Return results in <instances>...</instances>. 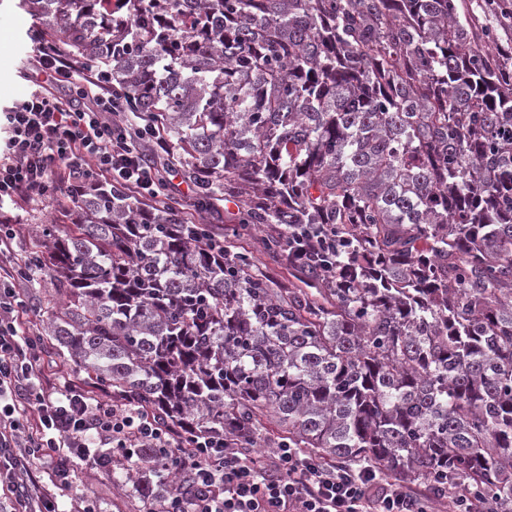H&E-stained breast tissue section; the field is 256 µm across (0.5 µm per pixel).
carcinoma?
I'll list each match as a JSON object with an SVG mask.
<instances>
[{"label":"carcinoma","instance_id":"carcinoma-1","mask_svg":"<svg viewBox=\"0 0 512 512\" xmlns=\"http://www.w3.org/2000/svg\"><path fill=\"white\" fill-rule=\"evenodd\" d=\"M194 189L88 182L18 268L89 384L185 437L288 441L512 512V40L495 0H15ZM235 201L238 232L205 214ZM296 224L329 241L287 257ZM267 270L239 245L252 230ZM286 266L293 281L275 276ZM159 485L135 481L136 494ZM168 179L170 180V181H168L170 183V185H179V189L183 193V194H174L173 193L172 195L181 201V203H182L181 208L184 212L183 214H184L185 218H188L189 220L193 219L195 217V210H194V207L191 206L192 193L190 191L189 184H187L183 180L181 173L176 169H172L170 171V175H167V180Z\"/></svg>","mask_w":512,"mask_h":512}]
</instances>
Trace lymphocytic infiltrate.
<instances>
[{"label": "lymphocytic infiltrate", "mask_w": 512, "mask_h": 512, "mask_svg": "<svg viewBox=\"0 0 512 512\" xmlns=\"http://www.w3.org/2000/svg\"><path fill=\"white\" fill-rule=\"evenodd\" d=\"M33 62L32 91L0 112V258L13 235L6 212L48 193L52 179L71 197L91 175L152 202L160 178L151 157L168 150L122 121L107 72L87 70L62 48L35 49ZM27 311L14 274L1 272L0 489L11 495V512H57L54 493L43 491L34 508L27 488L45 474L67 483L75 461H95L93 436L121 451L160 449L162 462L189 476L161 512H476L459 492L421 495L369 466L334 467L286 446L258 457L216 435L187 441L155 416L70 380L47 390L38 343L22 327Z\"/></svg>", "instance_id": "1"}]
</instances>
